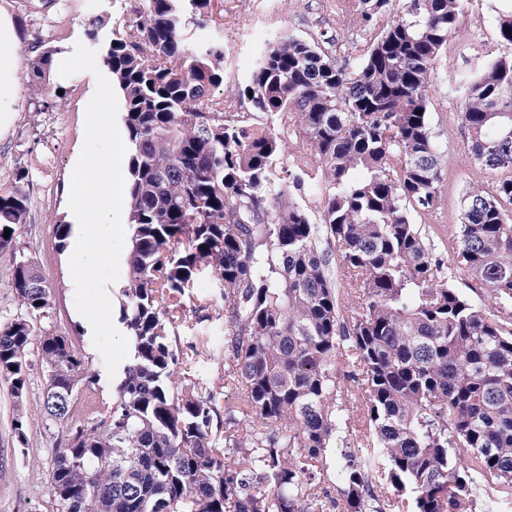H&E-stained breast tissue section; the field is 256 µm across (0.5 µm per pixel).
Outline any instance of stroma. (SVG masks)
<instances>
[{
	"label": "stroma",
	"instance_id": "35a3bbf8",
	"mask_svg": "<svg viewBox=\"0 0 512 512\" xmlns=\"http://www.w3.org/2000/svg\"><path fill=\"white\" fill-rule=\"evenodd\" d=\"M134 4L135 0H0V9L10 14L18 32L15 52L22 84L16 119L0 138V192L18 187L30 199L27 222L14 250L0 253V324L22 314L10 288L11 272L17 261L32 260L53 291V306L42 327L71 336L103 381L108 372L101 353L92 352L78 317L67 252L59 248L55 234L58 224L71 221L68 184L83 146L85 110L96 79L87 71L62 83L34 77L28 55L37 31L46 25L52 26L53 35L45 45L60 53L86 42V23L92 17L98 20L99 41H106L113 28L132 18ZM502 6V0H463L460 35L450 41L438 66L432 129L447 165L440 216L425 219L424 224L443 236L460 221L465 189L490 178L467 151L466 134L457 121L460 97L449 90L446 74L451 69L476 74L486 54L497 52L496 16ZM345 9V0H280L279 14L273 17L267 0H212L205 26L187 16L184 34L190 46L222 53L224 90L232 93L249 78L264 40L288 33L305 37L319 28L336 32ZM471 33L481 34L482 53L466 46L464 38ZM221 304L218 280L211 272H202L177 334L183 350L197 352L198 370L224 405L238 402L240 394L224 386V325L208 313ZM28 373V390L20 400L13 397L9 382L0 379V512H51L47 466L52 450L66 438L65 426L46 422L41 412L45 369L38 353L30 354ZM17 416L24 422L21 438L11 427Z\"/></svg>",
	"mask_w": 512,
	"mask_h": 512
}]
</instances>
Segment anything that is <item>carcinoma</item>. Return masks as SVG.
Masks as SVG:
<instances>
[{"instance_id":"carcinoma-1","label":"carcinoma","mask_w":512,"mask_h":512,"mask_svg":"<svg viewBox=\"0 0 512 512\" xmlns=\"http://www.w3.org/2000/svg\"><path fill=\"white\" fill-rule=\"evenodd\" d=\"M210 2L139 0L99 45L129 145L131 356L112 404L70 337L37 332L52 291L36 266L13 267L27 316L0 325V378L24 396L36 339L59 386L90 391L81 404L42 394L67 429L47 469L52 512H488L512 499V54L472 78L448 72L468 152L495 174L463 195L452 233L487 306L449 284L414 219L442 203L431 92L462 0H404L394 15V0H349L341 63L324 32L279 37L237 90L251 112L224 110L219 51L184 38L186 9L203 18ZM496 27L512 50V0ZM40 46L42 77L53 51ZM28 210L23 191L0 193V253ZM206 269L223 287L233 406L177 346ZM348 402L375 452L344 451L331 497L320 485Z\"/></svg>"}]
</instances>
